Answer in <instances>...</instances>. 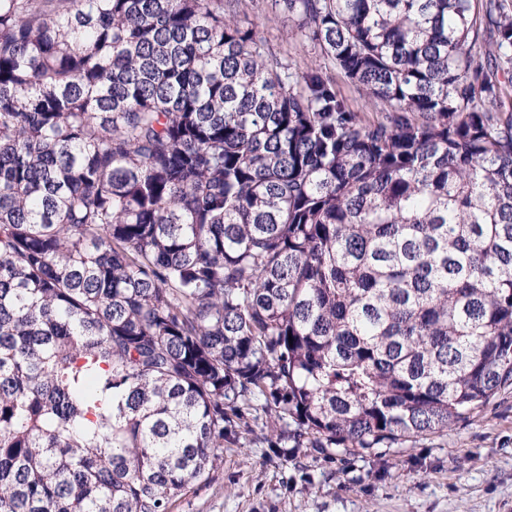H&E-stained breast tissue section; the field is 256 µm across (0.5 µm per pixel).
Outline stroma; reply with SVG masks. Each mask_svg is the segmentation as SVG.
Here are the masks:
<instances>
[{"label": "stroma", "mask_w": 512, "mask_h": 512, "mask_svg": "<svg viewBox=\"0 0 512 512\" xmlns=\"http://www.w3.org/2000/svg\"><path fill=\"white\" fill-rule=\"evenodd\" d=\"M263 25L274 47L312 60L288 12ZM171 512H512V386L453 430L376 456L300 455L281 466L265 443L242 441Z\"/></svg>", "instance_id": "stroma-1"}]
</instances>
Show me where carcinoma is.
<instances>
[{
  "mask_svg": "<svg viewBox=\"0 0 512 512\" xmlns=\"http://www.w3.org/2000/svg\"><path fill=\"white\" fill-rule=\"evenodd\" d=\"M509 383L507 0H0V512H170L242 434L362 456ZM259 21L264 25V29L270 43L282 51H288L298 61L303 64L313 59V50L310 47L302 45L297 34L296 22L287 11H278L276 14H270L265 18L261 14Z\"/></svg>",
  "mask_w": 512,
  "mask_h": 512,
  "instance_id": "1",
  "label": "carcinoma"
}]
</instances>
